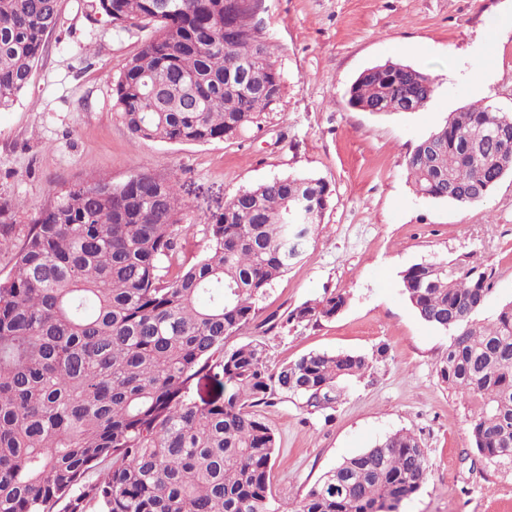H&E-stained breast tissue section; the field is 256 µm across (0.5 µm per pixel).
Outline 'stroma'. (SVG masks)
<instances>
[{
	"instance_id": "obj_1",
	"label": "stroma",
	"mask_w": 512,
	"mask_h": 512,
	"mask_svg": "<svg viewBox=\"0 0 512 512\" xmlns=\"http://www.w3.org/2000/svg\"><path fill=\"white\" fill-rule=\"evenodd\" d=\"M93 3L60 0L27 87L0 111V207L12 227L0 236V277L37 214L77 184L120 185L138 171L175 178L191 226L179 255L190 264L207 247L196 225L225 198L276 176L323 180L332 201L301 260L226 345L262 341L272 368L312 351L362 355L369 366L341 382L333 407L283 395L257 406L277 440L269 512H285L324 472L400 430L418 438L431 465L400 512H512V470L486 466L471 441L474 405L438 375L450 335L418 318L400 283L414 264L463 258L494 275L476 323L512 302V174L483 203L462 207L417 196L405 172L407 154L449 113L479 101L512 115V0H265L281 102L261 129L195 144L129 132L113 82L151 31L116 30ZM391 59L434 77L426 107L351 108L349 85ZM332 293L347 298L336 317L286 323L287 312Z\"/></svg>"
}]
</instances>
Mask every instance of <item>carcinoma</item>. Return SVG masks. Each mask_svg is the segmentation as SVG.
<instances>
[{
  "label": "carcinoma",
  "instance_id": "cac0c4a2",
  "mask_svg": "<svg viewBox=\"0 0 512 512\" xmlns=\"http://www.w3.org/2000/svg\"><path fill=\"white\" fill-rule=\"evenodd\" d=\"M95 0L117 30L152 36L113 84L135 136L169 143L231 140L261 128L283 74L263 36V0ZM58 0H0V109L27 86ZM434 78L387 61L347 90L362 112L421 110ZM512 172V116L471 104L405 158L414 192L484 202ZM332 191L306 176L239 190L203 225L205 253L178 262L179 187L139 171L71 189L41 211L0 278V512H267L274 433L252 407L283 394L326 409L362 355L315 351L271 371L265 344L224 348L256 319V301L299 259ZM308 219L288 224V207ZM492 273L437 259L402 274L421 321L451 332L439 376L464 401L473 447L512 469V303L487 325L473 316ZM340 293L287 314L332 318ZM211 378L222 392L194 387ZM96 474L92 481L89 474ZM417 437L398 431L326 471L291 512H399L428 479Z\"/></svg>",
  "mask_w": 512,
  "mask_h": 512
}]
</instances>
